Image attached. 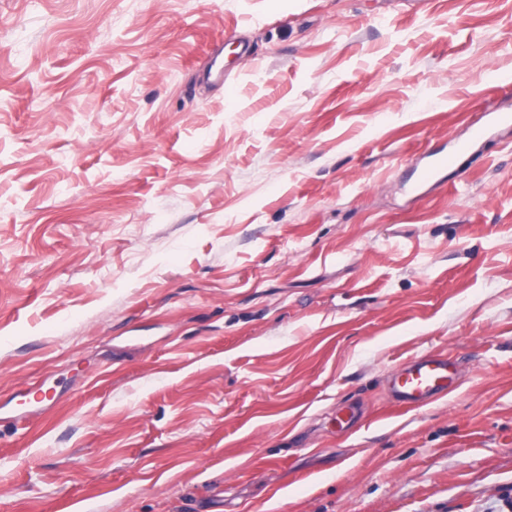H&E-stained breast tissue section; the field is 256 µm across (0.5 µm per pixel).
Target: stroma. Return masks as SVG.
Listing matches in <instances>:
<instances>
[{
  "label": "stroma",
  "mask_w": 512,
  "mask_h": 512,
  "mask_svg": "<svg viewBox=\"0 0 512 512\" xmlns=\"http://www.w3.org/2000/svg\"><path fill=\"white\" fill-rule=\"evenodd\" d=\"M509 82L512 0H0V512H512ZM461 150H463V147L458 146L456 148V151L451 153H434L429 155L428 160L420 169L419 184H423L434 180L439 170L442 169L443 167H447L448 164H451L455 160L456 154ZM458 378L453 360L424 355L399 365L387 380V392L394 406L417 409L455 391ZM23 399H21L18 403L20 406L19 413L14 418L15 422H19L23 419H27L28 408L32 407L33 404L39 405V407H50L57 400V394L54 392L53 394H49L48 391H43L41 388L35 391H28L27 393L22 395Z\"/></svg>",
  "instance_id": "obj_1"
}]
</instances>
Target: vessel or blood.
Returning <instances> with one entry per match:
<instances>
[{
	"mask_svg": "<svg viewBox=\"0 0 512 512\" xmlns=\"http://www.w3.org/2000/svg\"><path fill=\"white\" fill-rule=\"evenodd\" d=\"M455 158L452 152L429 155L420 169V182L434 180ZM458 378L453 360L441 354L424 355L399 365L387 380V392L394 406L417 409L455 391Z\"/></svg>",
	"mask_w": 512,
	"mask_h": 512,
	"instance_id": "b4317fda",
	"label": "vessel or blood"
}]
</instances>
